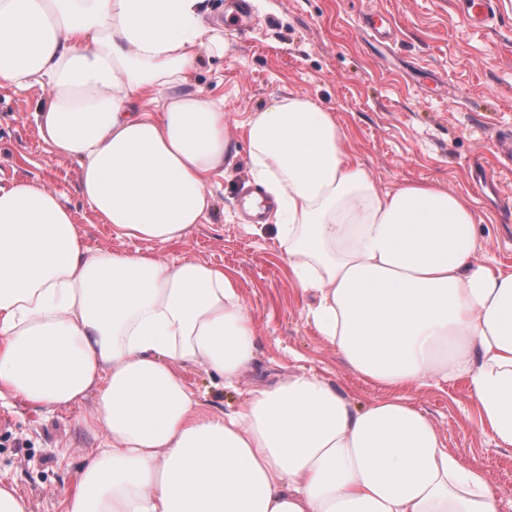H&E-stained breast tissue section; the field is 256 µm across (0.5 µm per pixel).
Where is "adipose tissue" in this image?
I'll return each instance as SVG.
<instances>
[{
  "mask_svg": "<svg viewBox=\"0 0 512 512\" xmlns=\"http://www.w3.org/2000/svg\"><path fill=\"white\" fill-rule=\"evenodd\" d=\"M203 4L0 0V85L46 90L40 139L77 163L118 239L151 245L89 249L54 190L0 185V400L52 409L92 394L89 424L107 435L65 512H500L487 472L405 397L359 408L299 372L214 411L186 385L181 367L199 365L239 387L257 342L233 277L157 252L206 219L232 147L223 101L185 88L201 55L224 54ZM243 129L318 335L393 391L465 379L483 431L511 448L512 269L478 259L461 197L380 190L335 114L302 93Z\"/></svg>",
  "mask_w": 512,
  "mask_h": 512,
  "instance_id": "ef3b65f1",
  "label": "adipose tissue"
}]
</instances>
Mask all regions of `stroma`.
Segmentation results:
<instances>
[{
	"instance_id": "obj_1",
	"label": "stroma",
	"mask_w": 512,
	"mask_h": 512,
	"mask_svg": "<svg viewBox=\"0 0 512 512\" xmlns=\"http://www.w3.org/2000/svg\"><path fill=\"white\" fill-rule=\"evenodd\" d=\"M256 28L246 37L225 25V0H206L205 22L224 24L223 57H202L189 90L223 99L233 150L214 190L207 219L164 252L195 258L234 277L257 335L255 385L309 371L335 383L356 405L390 396L329 348L305 319L310 295L292 282L273 225L254 230L240 202L251 186L248 144L241 128L272 97L304 93L334 112L348 155L379 188L405 181L435 183L457 193L476 216L483 261L512 266V161L498 137L512 134V0H499L487 29L467 27L454 0H253ZM381 15L392 33L363 34ZM41 89L0 86V183L39 180L58 192L77 217L86 245L118 243L80 197L76 163L39 138L33 119ZM485 167L508 203L480 190L473 168ZM184 380L213 409H227L245 392L217 386L204 367L182 368ZM400 396L434 421L450 452L492 478L500 512H512V448L497 447L479 426L465 380L431 381ZM95 395L51 410L0 404V479L28 503V512H64L88 459L105 434L87 427Z\"/></svg>"
}]
</instances>
